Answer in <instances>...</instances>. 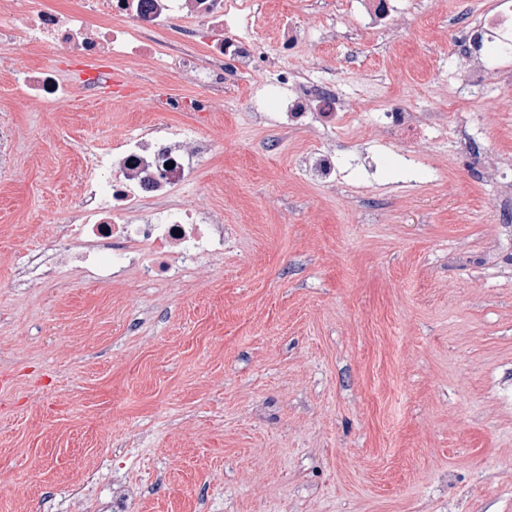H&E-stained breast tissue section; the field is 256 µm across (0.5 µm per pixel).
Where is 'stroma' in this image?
<instances>
[{"label":"stroma","mask_w":512,"mask_h":512,"mask_svg":"<svg viewBox=\"0 0 512 512\" xmlns=\"http://www.w3.org/2000/svg\"><path fill=\"white\" fill-rule=\"evenodd\" d=\"M488 0H420L359 30L350 0H253L262 60L223 95L173 66L112 62L129 98L86 93L85 61L0 50V512H512V244L450 141L409 168L376 112L448 101L461 30ZM300 21L304 54L278 40ZM75 82L30 97L21 68ZM349 100L348 130L275 122L276 66ZM204 109L157 112L155 95ZM265 106L256 121L253 101ZM512 173V83L452 111ZM195 125L217 150L139 213L201 206L224 253L179 282L102 280L59 247L87 146ZM341 146L337 186L303 153Z\"/></svg>","instance_id":"35a3bbf8"}]
</instances>
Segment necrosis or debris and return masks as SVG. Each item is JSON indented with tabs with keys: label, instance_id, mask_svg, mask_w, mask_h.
I'll use <instances>...</instances> for the list:
<instances>
[{
	"label": "necrosis or debris",
	"instance_id": "1",
	"mask_svg": "<svg viewBox=\"0 0 512 512\" xmlns=\"http://www.w3.org/2000/svg\"><path fill=\"white\" fill-rule=\"evenodd\" d=\"M8 4L17 20L0 30V41L20 49L47 48L86 60L158 62L163 53L153 33L188 20L213 31L207 50L217 65L205 70L195 56H181L177 67L187 79L218 88L224 83V64H231L238 76L250 74L258 64L257 42L245 33L251 25L246 12L249 0H77L66 10L45 7L40 0H8ZM228 26L240 28V36L223 37ZM493 32L502 41H512V0H492L462 30L457 55L460 84L449 88V97L458 99L466 92L475 96L493 80H512L511 66L492 69L485 61L483 49ZM19 81L32 97L44 102L66 99L72 90L71 82L52 65L28 70ZM276 86L284 92L278 106L282 126H303L313 117L322 127L333 128L349 117L348 106L334 86L300 80L296 70L285 67L278 71ZM376 132L391 143L447 139L462 152L471 143L466 130L449 125L445 112L407 103L380 113ZM213 148L212 142L197 138L194 129L178 127L165 133L151 128L121 138L116 147L93 150L82 181L79 222L68 229L69 238L84 240L77 258L85 269L105 276L112 265L101 260L100 252L115 244L138 253V273L145 280L222 255L224 228L209 222L203 209H162L145 220L125 217L139 203L193 181L197 163Z\"/></svg>",
	"mask_w": 512,
	"mask_h": 512
}]
</instances>
